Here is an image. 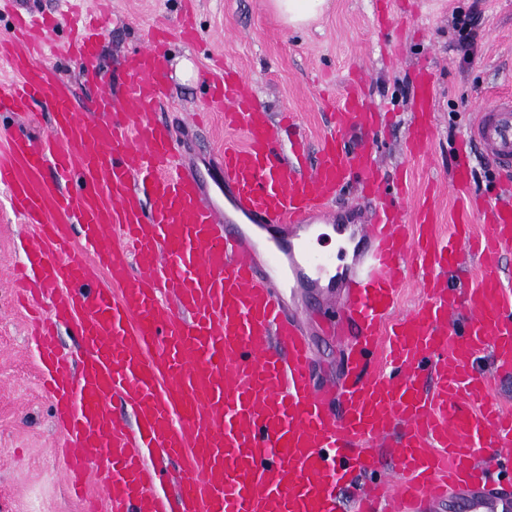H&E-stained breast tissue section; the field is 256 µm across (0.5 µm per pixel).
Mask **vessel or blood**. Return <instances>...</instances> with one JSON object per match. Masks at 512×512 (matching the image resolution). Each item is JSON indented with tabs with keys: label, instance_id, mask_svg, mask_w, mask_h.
Listing matches in <instances>:
<instances>
[{
	"label": "vessel or blood",
	"instance_id": "obj_1",
	"mask_svg": "<svg viewBox=\"0 0 512 512\" xmlns=\"http://www.w3.org/2000/svg\"><path fill=\"white\" fill-rule=\"evenodd\" d=\"M67 24V52L98 89L84 113L71 85L20 44V32L49 33L52 22L20 13L18 35L0 38L20 77L0 87V115L37 99L52 115L41 138L6 133L0 188L36 229L14 281L40 285L31 338L66 432L67 481L82 490L96 465L105 494L88 512H512V407L484 401L489 381L475 367L488 350L512 373V290L500 276L512 197L467 204L471 152L512 175V96L486 103L457 148V217L442 238L434 207L407 217L404 175L374 176L380 114L359 84L311 161L296 124L274 122L252 84L221 68L208 96L246 142L225 144L205 173L154 118L168 33L124 54L117 96L99 64L101 23ZM433 112L424 73L411 153L432 141ZM354 183L374 203L354 229L367 251L343 291L290 308L284 288L329 278L333 260L309 248V234L314 221H335ZM477 219L485 236L471 232ZM466 252L483 273L451 283ZM415 272L422 298L397 313ZM67 324L83 345L77 364L58 345ZM311 327L345 351L340 377L315 379ZM116 398L134 423L111 412Z\"/></svg>",
	"mask_w": 512,
	"mask_h": 512
}]
</instances>
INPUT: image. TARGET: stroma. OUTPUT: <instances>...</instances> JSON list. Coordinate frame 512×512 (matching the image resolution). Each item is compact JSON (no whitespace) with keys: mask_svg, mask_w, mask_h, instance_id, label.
I'll use <instances>...</instances> for the list:
<instances>
[{"mask_svg":"<svg viewBox=\"0 0 512 512\" xmlns=\"http://www.w3.org/2000/svg\"><path fill=\"white\" fill-rule=\"evenodd\" d=\"M473 18L469 52L458 47L460 20ZM100 47L108 75L119 70L120 51L144 44L153 28L171 36L169 91L155 117L172 130L176 146L201 169L211 168L225 143L244 135L226 129L220 107L209 105L204 85L215 62L249 79L257 101L274 119L294 114L300 132L318 145L332 128L330 100L342 99L353 77L363 79L368 101L386 119L375 137L379 170L405 169L416 201L439 212L448 235L453 198L454 147L466 138L482 104L512 95V0H329L315 24L285 27L268 0H112ZM72 33L59 24L44 63L89 100L79 66L63 46ZM189 60L195 74L178 66ZM431 72L435 136L428 151L406 148L415 80ZM207 111V125L185 128L182 115ZM0 188V512H85L64 480L42 364L29 338V313L13 295V273L32 244Z\"/></svg>","mask_w":512,"mask_h":512,"instance_id":"obj_1","label":"stroma"}]
</instances>
